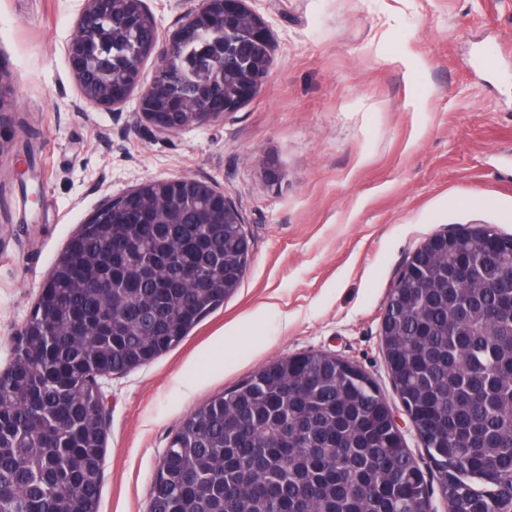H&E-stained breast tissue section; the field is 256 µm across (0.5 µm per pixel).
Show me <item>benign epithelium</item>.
Listing matches in <instances>:
<instances>
[{"mask_svg":"<svg viewBox=\"0 0 512 512\" xmlns=\"http://www.w3.org/2000/svg\"><path fill=\"white\" fill-rule=\"evenodd\" d=\"M151 20L153 38L151 42L137 47L125 79L113 83L103 79L105 70L112 68V33L138 34L143 26V17ZM215 24L224 26V31L243 34L242 50L253 47L264 50L258 69L235 81L236 94L233 101L224 98V84L211 87L189 100L181 91V84L169 78L173 73L172 62L178 49L197 38L205 28ZM66 52L77 82L80 96L92 106H105L112 111H121L133 93H138L137 109L152 124L156 132L166 135L188 126L217 122L237 111L252 98L272 65L270 36L264 22L245 5V0H202V5L182 13L176 29L166 43L159 42V31L154 17L145 6V0H85L74 35L66 45ZM155 56L156 75L152 84L143 90L140 85L143 61ZM13 109L12 90L0 74V125L11 120ZM184 181L199 192L196 200L209 199V203L221 199L224 209L217 212L224 223H241L237 207L224 197V192L214 189L204 181L186 177ZM169 183V180H149L131 191L105 200L89 220L91 224H117L124 220L121 203L137 198L153 185ZM478 226H461L430 237L407 259L400 270L394 286L402 279L418 276L429 262L448 242L463 239L477 232ZM494 250L512 259V235L498 230L491 231Z\"/></svg>","mask_w":512,"mask_h":512,"instance_id":"benign-epithelium-1","label":"benign epithelium"}]
</instances>
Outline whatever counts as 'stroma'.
Masks as SVG:
<instances>
[{"instance_id":"35a3bbf8","label":"stroma","mask_w":512,"mask_h":512,"mask_svg":"<svg viewBox=\"0 0 512 512\" xmlns=\"http://www.w3.org/2000/svg\"><path fill=\"white\" fill-rule=\"evenodd\" d=\"M272 67L224 120L157 135L135 102L86 105L65 48L84 0H0V369L56 259L107 198L192 177L242 215L240 287L175 348L105 386L100 512H148L178 426L271 362L357 364L448 512L395 391L380 323L397 273L434 234L512 235V0H246ZM494 48L491 65L473 57ZM30 146L34 170L15 175ZM278 180H270L268 165Z\"/></svg>"}]
</instances>
